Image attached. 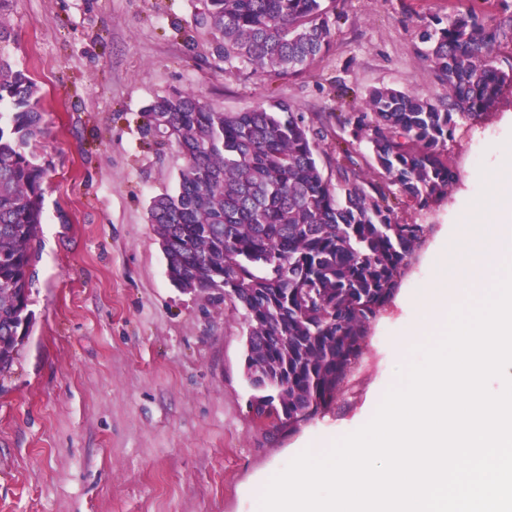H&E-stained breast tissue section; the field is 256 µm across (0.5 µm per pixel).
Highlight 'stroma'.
Listing matches in <instances>:
<instances>
[{
	"instance_id": "stroma-1",
	"label": "stroma",
	"mask_w": 512,
	"mask_h": 512,
	"mask_svg": "<svg viewBox=\"0 0 512 512\" xmlns=\"http://www.w3.org/2000/svg\"><path fill=\"white\" fill-rule=\"evenodd\" d=\"M499 0H340L330 49L297 77L267 78L219 58L196 24L203 0H0V59L38 87L47 170L34 261L32 326L0 375V512H254L271 472L307 443L358 430L400 370L408 304L432 275L512 141V88L448 145L458 175L393 303L371 331L360 370L323 418L273 435L249 412L242 310L175 288L148 220L184 160L154 140L145 108L174 91L225 112L285 100L323 129L317 158L336 181L340 112L373 87L440 103L447 89L420 56L417 25Z\"/></svg>"
}]
</instances>
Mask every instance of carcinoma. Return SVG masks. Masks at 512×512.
<instances>
[{
	"mask_svg": "<svg viewBox=\"0 0 512 512\" xmlns=\"http://www.w3.org/2000/svg\"><path fill=\"white\" fill-rule=\"evenodd\" d=\"M501 2L502 17L467 8L417 27L447 104L373 88L364 111L342 118L367 141L377 180L349 156L331 185L317 160L324 135L283 100L222 112L175 92L145 110L149 129L185 160L175 190L149 206L167 276L244 311L249 409L266 414L275 433L291 435L328 411L359 369L373 324L429 231L398 222L394 205L423 210L448 197L458 123L481 120L512 84V64H490L512 43V4ZM338 18L336 0H204L196 22L224 62L283 77L329 50ZM3 103L11 112L0 113V373L31 322L46 176L33 147L42 133L35 84L0 63Z\"/></svg>",
	"mask_w": 512,
	"mask_h": 512,
	"instance_id": "obj_1",
	"label": "carcinoma"
}]
</instances>
